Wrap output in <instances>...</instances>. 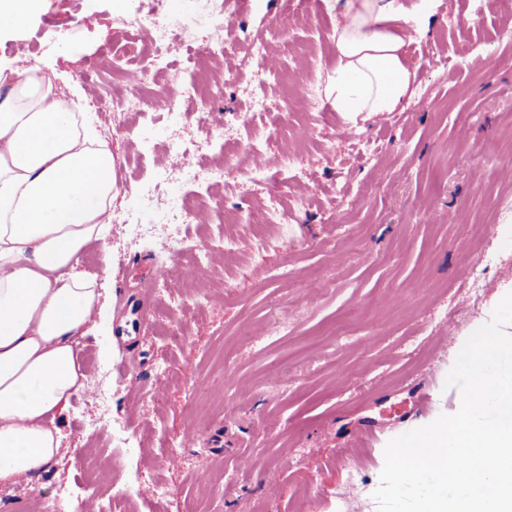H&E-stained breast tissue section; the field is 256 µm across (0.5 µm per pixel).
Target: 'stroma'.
Here are the masks:
<instances>
[{
    "mask_svg": "<svg viewBox=\"0 0 512 512\" xmlns=\"http://www.w3.org/2000/svg\"><path fill=\"white\" fill-rule=\"evenodd\" d=\"M152 0H96L98 21L82 25L84 0H37L26 23L0 25V68L20 60L55 68L61 83L81 90L84 112L95 115L114 159L117 194L112 213L155 224L138 189L189 196L163 160L177 137L190 141L195 160L210 165L214 114L182 103L186 125L165 114L132 135L112 127L87 87H112V44L121 30L146 38L142 26ZM213 0H165L161 17L192 21L204 45ZM499 10L475 13L472 0H442L425 38L410 50L416 94L388 124L362 122L357 141L376 144L360 157L357 142L340 136L346 120L332 113L311 123L308 139L280 138L298 153L296 167L255 181L228 179L208 207L189 208L192 232L204 235L213 255L209 273L175 280L179 305L170 323L150 316L135 351L116 341L120 287L144 285L145 269L165 259L148 240L114 225L108 249L92 245L79 272L95 278L107 302L93 314L79 355L87 376L59 423L63 456L32 483L0 484L11 512L14 499L33 504L60 497L69 512H372L367 495L384 466L392 439L448 413L456 393L445 386L453 342L446 326L462 330L487 309L497 284L512 280V41L500 39ZM326 0H312L308 15L292 14L288 29L272 35L270 49L283 82L259 83L238 72L233 58L222 69L219 110L246 112L255 93L273 101L304 84L299 55L285 42L312 47L322 68L335 59ZM466 62H459V52ZM306 199L296 208L294 196ZM293 213L272 228L279 249L253 248L258 204ZM239 205L244 220L226 225L236 240L208 235L202 212L220 219ZM490 262L485 286L471 290L467 268L474 241ZM208 298L204 312L193 309ZM287 334L269 335L271 320ZM295 368L287 382L274 370ZM167 373H159V365ZM118 420L141 441L114 433ZM375 432L377 442L364 439ZM95 491H88V483ZM169 488L158 497L155 487Z\"/></svg>",
    "mask_w": 512,
    "mask_h": 512,
    "instance_id": "35a3bbf8",
    "label": "stroma"
}]
</instances>
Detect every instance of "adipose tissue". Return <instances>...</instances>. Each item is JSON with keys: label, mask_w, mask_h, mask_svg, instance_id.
<instances>
[{"label": "adipose tissue", "mask_w": 512, "mask_h": 512, "mask_svg": "<svg viewBox=\"0 0 512 512\" xmlns=\"http://www.w3.org/2000/svg\"><path fill=\"white\" fill-rule=\"evenodd\" d=\"M438 0H334L336 62L319 74L345 114L403 111L416 73L409 47ZM40 66L0 70V482L47 469L62 455L57 418L84 387L78 345L101 303L77 272L85 248L106 245L115 163L84 112Z\"/></svg>", "instance_id": "adipose-tissue-1"}]
</instances>
